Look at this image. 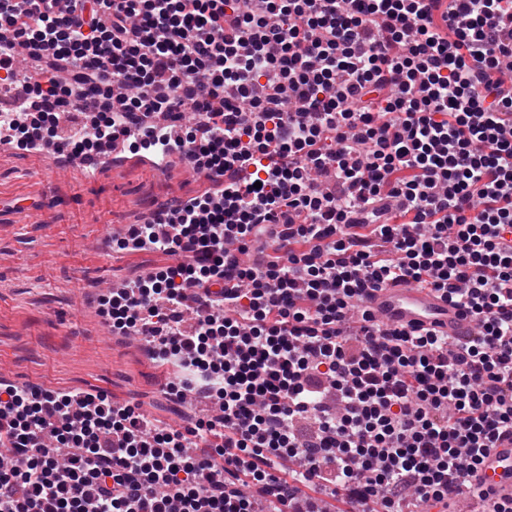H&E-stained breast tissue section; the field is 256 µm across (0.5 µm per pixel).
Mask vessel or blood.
<instances>
[{
    "label": "vessel or blood",
    "instance_id": "b4317fda",
    "mask_svg": "<svg viewBox=\"0 0 512 512\" xmlns=\"http://www.w3.org/2000/svg\"><path fill=\"white\" fill-rule=\"evenodd\" d=\"M365 305L389 327L428 329L454 340L471 335L474 329L473 318L465 308L451 303L441 292L415 284L381 285L370 290ZM474 483L497 496L512 498V437L492 449Z\"/></svg>",
    "mask_w": 512,
    "mask_h": 512
}]
</instances>
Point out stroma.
<instances>
[{
  "label": "stroma",
  "mask_w": 512,
  "mask_h": 512,
  "mask_svg": "<svg viewBox=\"0 0 512 512\" xmlns=\"http://www.w3.org/2000/svg\"><path fill=\"white\" fill-rule=\"evenodd\" d=\"M89 180L55 156L0 150V373L53 391L105 392L141 403L148 417L185 426L193 412L165 397L144 340L113 334L97 313L100 289L174 263L158 250H102L98 240L168 200L203 194V176L175 165L157 173L129 152Z\"/></svg>",
  "instance_id": "1"
}]
</instances>
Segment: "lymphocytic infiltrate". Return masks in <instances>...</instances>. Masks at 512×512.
Segmentation results:
<instances>
[{
    "label": "lymphocytic infiltrate",
    "mask_w": 512,
    "mask_h": 512,
    "mask_svg": "<svg viewBox=\"0 0 512 512\" xmlns=\"http://www.w3.org/2000/svg\"><path fill=\"white\" fill-rule=\"evenodd\" d=\"M0 71L71 159L107 142L224 182L119 238L175 264L101 297L220 413L156 425L0 380V512H448L512 436V0H0ZM41 51L35 75L17 52ZM203 114L195 137L148 123ZM444 292L466 342L377 322ZM364 305L388 327L429 329L453 340L472 336L475 325L465 308L451 303L441 292L416 284L381 285L369 291Z\"/></svg>",
    "instance_id": "obj_1"
}]
</instances>
